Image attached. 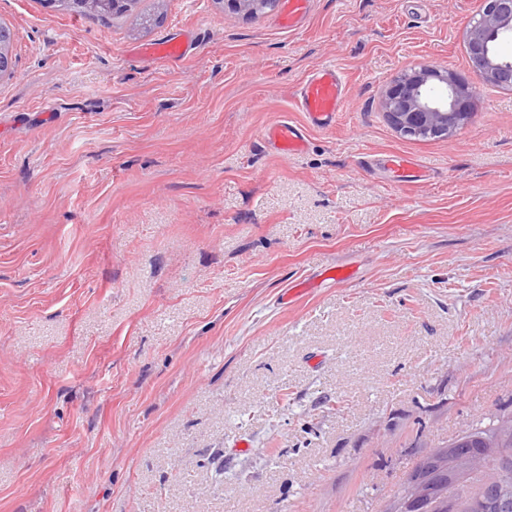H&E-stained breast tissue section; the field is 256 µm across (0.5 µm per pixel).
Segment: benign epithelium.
Masks as SVG:
<instances>
[{
    "label": "benign epithelium",
    "instance_id": "7a95c632",
    "mask_svg": "<svg viewBox=\"0 0 512 512\" xmlns=\"http://www.w3.org/2000/svg\"><path fill=\"white\" fill-rule=\"evenodd\" d=\"M276 0H224L247 16L271 8ZM512 30V0H483L478 16L467 24L465 40L471 68L488 84L512 88V63L489 53V44ZM474 86L459 74L424 65L402 73L386 90L385 114L406 138L446 139L470 117ZM502 497L512 492V470L504 469L490 483Z\"/></svg>",
    "mask_w": 512,
    "mask_h": 512
}]
</instances>
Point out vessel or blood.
<instances>
[{
  "mask_svg": "<svg viewBox=\"0 0 512 512\" xmlns=\"http://www.w3.org/2000/svg\"><path fill=\"white\" fill-rule=\"evenodd\" d=\"M311 0H282L280 22L292 28L309 10ZM185 43L179 37H164L146 47L147 55L161 59H177L184 53ZM346 94V82L336 67L322 66L307 74L298 88V107L304 115V124L285 119L274 121L264 132V140L280 156L303 153L308 144L307 132L327 129L334 125Z\"/></svg>",
  "mask_w": 512,
  "mask_h": 512,
  "instance_id": "obj_1",
  "label": "vessel or blood"
}]
</instances>
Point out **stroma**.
I'll return each mask as SVG.
<instances>
[{"label":"stroma","instance_id":"1","mask_svg":"<svg viewBox=\"0 0 512 512\" xmlns=\"http://www.w3.org/2000/svg\"><path fill=\"white\" fill-rule=\"evenodd\" d=\"M140 8L0 0V512H386L512 413V89L469 70L481 0H311L292 30ZM180 34L177 60L141 50ZM324 64L335 126L276 155L264 128L303 123ZM420 65L477 87L448 139L383 110ZM76 6L70 11L77 14L93 13L105 20H112V17L121 16L132 10V7L139 0H106L108 3L103 8L92 10V6L83 3V0H72Z\"/></svg>","mask_w":512,"mask_h":512}]
</instances>
